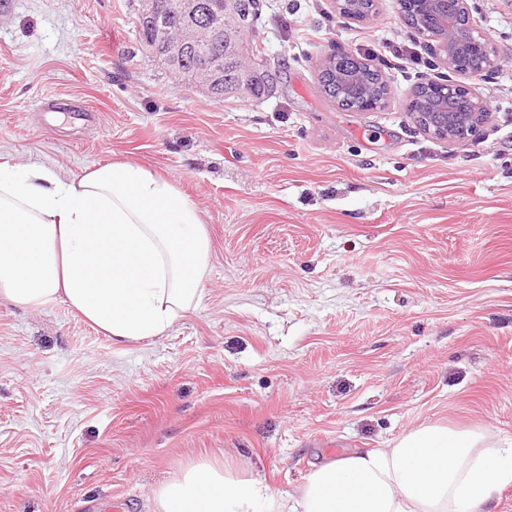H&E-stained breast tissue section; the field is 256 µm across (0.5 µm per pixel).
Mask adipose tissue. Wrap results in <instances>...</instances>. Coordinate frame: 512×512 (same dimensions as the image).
<instances>
[{
  "label": "adipose tissue",
  "instance_id": "obj_1",
  "mask_svg": "<svg viewBox=\"0 0 512 512\" xmlns=\"http://www.w3.org/2000/svg\"><path fill=\"white\" fill-rule=\"evenodd\" d=\"M210 241L174 182L132 162L70 177L0 162V298L64 301L117 343L165 335L201 301ZM512 484V442L424 422L390 447L352 449L274 492L229 461L182 463L155 512H481Z\"/></svg>",
  "mask_w": 512,
  "mask_h": 512
}]
</instances>
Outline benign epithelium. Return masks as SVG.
Listing matches in <instances>:
<instances>
[{
  "mask_svg": "<svg viewBox=\"0 0 512 512\" xmlns=\"http://www.w3.org/2000/svg\"><path fill=\"white\" fill-rule=\"evenodd\" d=\"M170 15L180 23L182 37L171 41L167 37L160 38V46L164 50L163 60L169 71L176 74L182 71L183 48L187 45L201 52L209 45L220 42L224 45V55L239 59L247 55L245 44L237 41V32L242 30L244 22L235 15H227L217 25L207 24L202 20L207 11L203 0H169ZM456 9L468 20L467 35L458 33V26L453 19L432 38L435 48L445 59L448 68L458 78L426 79L423 84L437 88L450 99L460 95L470 101L471 111L465 113H448L443 123H429L422 132L427 137L436 140H446L456 145H466L472 141L480 127L488 120L487 103L475 87V80L493 73L499 68V58L495 54L490 35L481 29L470 13L468 0H456ZM224 73V60H205L192 75L191 81L185 87L212 94ZM382 94L367 97L362 102V110L373 111L385 106L391 98V82L384 78Z\"/></svg>",
  "mask_w": 512,
  "mask_h": 512,
  "instance_id": "benign-epithelium-1",
  "label": "benign epithelium"
}]
</instances>
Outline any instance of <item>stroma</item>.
<instances>
[{"instance_id": "obj_1", "label": "stroma", "mask_w": 512, "mask_h": 512, "mask_svg": "<svg viewBox=\"0 0 512 512\" xmlns=\"http://www.w3.org/2000/svg\"><path fill=\"white\" fill-rule=\"evenodd\" d=\"M470 3L501 66L478 82L489 122L456 147L406 111L449 72L397 0L364 23L331 0H262L281 80L223 101L147 61L129 0H0V159L148 167L211 245L202 303L159 338L116 344L63 302L0 299V512H154L200 455L284 492L427 421L512 439V0ZM333 50L389 78L387 107L324 98ZM52 96L69 113L38 110Z\"/></svg>"}]
</instances>
